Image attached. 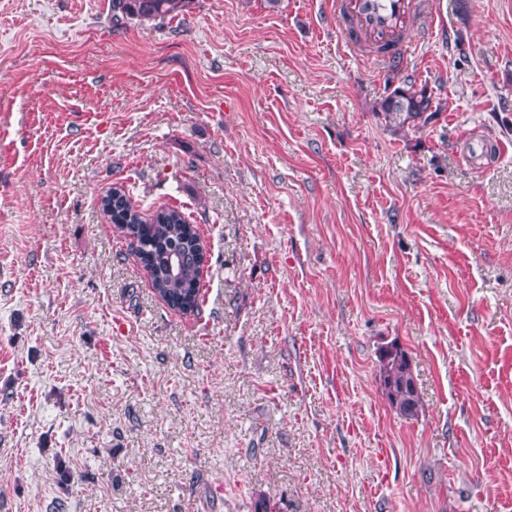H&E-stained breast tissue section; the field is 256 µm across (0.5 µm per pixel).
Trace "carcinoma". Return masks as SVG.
Listing matches in <instances>:
<instances>
[{
  "instance_id": "1",
  "label": "carcinoma",
  "mask_w": 512,
  "mask_h": 512,
  "mask_svg": "<svg viewBox=\"0 0 512 512\" xmlns=\"http://www.w3.org/2000/svg\"><path fill=\"white\" fill-rule=\"evenodd\" d=\"M189 0H112V20L163 21L177 16ZM433 98L425 85L406 82L382 99L375 111L394 132L415 128L433 118ZM101 208L111 223L122 230L129 246L149 270L152 288L174 307L200 308V276L197 273L200 236L197 227L173 208L146 215L114 187L101 199ZM379 381L390 406L399 415L418 413L419 395L410 361L404 350L391 344L379 352Z\"/></svg>"
}]
</instances>
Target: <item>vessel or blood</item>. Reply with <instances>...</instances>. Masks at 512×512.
<instances>
[{"label": "vessel or blood", "instance_id": "1", "mask_svg": "<svg viewBox=\"0 0 512 512\" xmlns=\"http://www.w3.org/2000/svg\"><path fill=\"white\" fill-rule=\"evenodd\" d=\"M418 0H336L324 18L335 23L343 45L361 54L370 45H389L387 60L404 63L410 53L408 36L415 25Z\"/></svg>", "mask_w": 512, "mask_h": 512}]
</instances>
